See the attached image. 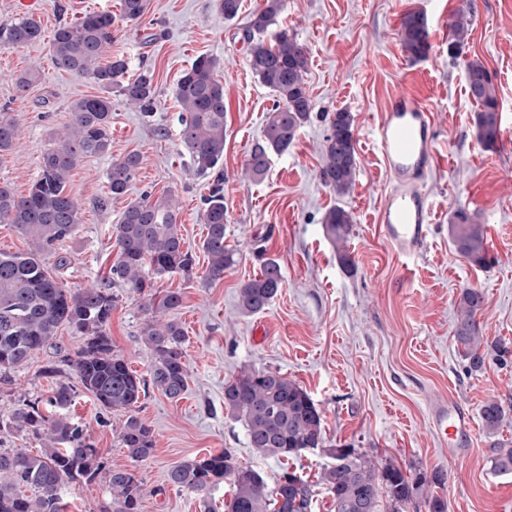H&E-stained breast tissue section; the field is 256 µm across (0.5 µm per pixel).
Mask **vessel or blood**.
<instances>
[{
    "label": "vessel or blood",
    "mask_w": 512,
    "mask_h": 512,
    "mask_svg": "<svg viewBox=\"0 0 512 512\" xmlns=\"http://www.w3.org/2000/svg\"><path fill=\"white\" fill-rule=\"evenodd\" d=\"M436 138L429 106L407 90L389 99L374 130L390 181L379 209V230L396 256L407 264L420 257L431 230L428 183L438 163ZM430 424L452 456L468 447L475 429L471 411L453 397L432 406Z\"/></svg>",
    "instance_id": "b4317fda"
}]
</instances>
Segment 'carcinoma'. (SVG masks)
Masks as SVG:
<instances>
[{"label": "carcinoma", "mask_w": 512, "mask_h": 512, "mask_svg": "<svg viewBox=\"0 0 512 512\" xmlns=\"http://www.w3.org/2000/svg\"><path fill=\"white\" fill-rule=\"evenodd\" d=\"M149 0H121V14L128 22H139ZM285 0H263L245 26L249 44L248 65L252 74L276 97L267 117L264 137L255 143L246 163L253 180L266 174L273 155L283 154L309 120L313 101L307 88L308 55L294 37L283 30L267 40L264 34L276 24ZM112 15L85 13L77 21L58 27L52 41L56 66L66 72L93 80L102 90L96 96L78 98L71 104L73 121L54 136V143L42 154L40 176L28 194L16 197L5 184L0 186V223L14 225L27 239L28 249L20 253L0 252V384H11L10 373L32 356L49 348L57 358L43 368V376L53 383L47 411L38 400L26 399L8 415L0 417V432L16 433L41 440L43 448L32 453L26 448L0 447V512H67L61 495L67 482L99 481L111 496L112 512H141L144 486L128 468H108L84 429L66 413L78 385L92 394L98 407L123 417L120 443L134 462L147 460L156 447L155 436L139 416V403L148 386L169 399L187 390L188 373L183 361L184 331L167 314L182 303L178 291L161 298L151 294V280L178 273L193 275L195 258L184 247L176 229L177 200L170 194L144 197L123 212L112 235L117 248L110 267L112 282L121 283L147 297L150 312L141 330L151 350L149 378L130 369L114 352L109 324L114 308L110 283L71 290L48 272L49 259L62 267L67 258L57 252L58 244L73 234L80 224V206L66 192L67 180L83 157L105 155L112 143V93L144 115L155 104L154 75L142 71L135 79H125L127 62L121 58L101 64L106 46L112 42ZM451 47L463 45L469 21L457 14ZM40 25L20 18L0 24V47L14 48L36 41ZM399 38L414 58L429 50L427 22L418 11L402 17ZM219 63L199 56L179 78L175 96L181 108L180 140L196 170L202 174L216 168L224 157V84L217 77ZM466 85L479 106L475 115L476 136L491 147L500 135L499 101L489 70L480 62L466 67ZM17 137L16 122L10 113L0 112V153L12 149ZM323 154L322 178L336 196L352 189L357 174V154L353 117L339 111L331 121ZM142 156L129 152L115 159L108 171L114 197L125 193L140 170ZM220 176L206 199L203 218L207 234L203 249L208 257L209 276L224 277L236 262V253L225 244L226 209ZM328 238L336 245L341 261L351 264L346 240L352 216L336 205L324 216ZM455 251L475 265L485 262V232L463 209L454 212L449 224ZM283 281L280 264L267 259L260 274L243 283L238 303L245 314L265 310L277 296ZM484 296L477 288L461 291L454 338L462 347L469 369L483 368L491 348L499 360L512 354L503 343L488 345L477 321ZM81 337L75 353L57 349L61 326ZM224 408L243 422L250 447L263 457L277 460L323 448L332 459L320 475V483L331 498L332 512H381L386 501L390 512H448V499L438 493L445 487L447 473L433 469L405 471L377 461L354 448H325L321 412L309 393L286 376L266 370H243L224 385ZM486 434L498 432L506 420L502 404L492 400L481 410ZM496 474H512V445L498 442L488 457ZM230 481L232 497L225 512H312L311 484L295 473L284 472L270 487L262 474L240 464L226 449L180 462L169 471V481L196 494H206L223 481Z\"/></svg>", "instance_id": "carcinoma-1"}]
</instances>
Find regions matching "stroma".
<instances>
[{
	"instance_id": "35a3bbf8",
	"label": "stroma",
	"mask_w": 512,
	"mask_h": 512,
	"mask_svg": "<svg viewBox=\"0 0 512 512\" xmlns=\"http://www.w3.org/2000/svg\"><path fill=\"white\" fill-rule=\"evenodd\" d=\"M262 0H242L239 16L225 20L219 0H150L139 24L121 17L120 0H34L23 13L18 0H0V24L29 15L41 26L33 44L0 48V110L17 123L13 149L0 154V183L27 195L40 174L41 156L72 119L73 100L99 94L86 77L56 67L52 41L57 27L89 11L114 18L103 62L121 58L129 75L148 69L156 88L152 117L112 98V148L81 158L67 190L81 206V222L58 251L69 259L49 266L68 288L100 284L116 255L112 227L126 206L143 195L173 193L180 206L177 233L196 263L192 279H157V291L177 290L174 318L184 330L188 389L173 401L149 388L140 417L152 428L156 448L132 463L119 441L120 418L100 410L78 390L69 411L96 445L106 466L131 467L142 480V512H224L231 498L223 482L206 495L171 484L168 472L195 456L230 450L238 461L275 483L283 467L317 480L330 459L322 451L281 462L250 448L246 430L224 408V384L244 369L280 372L307 390L324 421L326 444L356 448L380 463L443 469L448 474V512H512V475L494 473L487 461L492 442L512 441V360L487 357L477 372L454 337L462 289L477 288L484 304L477 320L489 342L512 347V146L487 148L476 138V104L466 90L465 67L481 61L490 71L502 122L512 125V0H286L278 20L309 55L306 76L314 109L288 152L273 156L258 181L244 175L251 146L263 136L275 98L248 68L243 27ZM467 9L470 36L452 52L454 14ZM425 15L430 49L410 58L399 39L408 11ZM153 42H145L147 34ZM218 60L224 85V206L226 243L237 262L223 279L208 277L202 249L207 229L205 200L215 174L196 172L179 138L175 87L198 56ZM28 89L15 85L27 71ZM416 93L431 108L437 128L439 167L430 182L433 227L422 257L403 270L378 229V211L389 188L373 131L390 96ZM353 117L356 181L336 197L321 177L325 139L334 114ZM139 152L143 163L128 191L111 197L107 172L113 159ZM353 217L348 251L339 260L323 218L333 206ZM484 225L488 263L479 266L454 250L448 226L456 210ZM276 259L283 285L269 307L254 315L238 308V289L260 271L263 257ZM112 347L133 371L147 375L151 351L141 335L145 299L124 286L112 289ZM46 350L13 373L11 395L0 393V415L19 399L44 400L51 384L42 370ZM455 397L480 411L502 403L506 420L495 435L475 429L468 448L449 458L433 432L430 407Z\"/></svg>"
}]
</instances>
